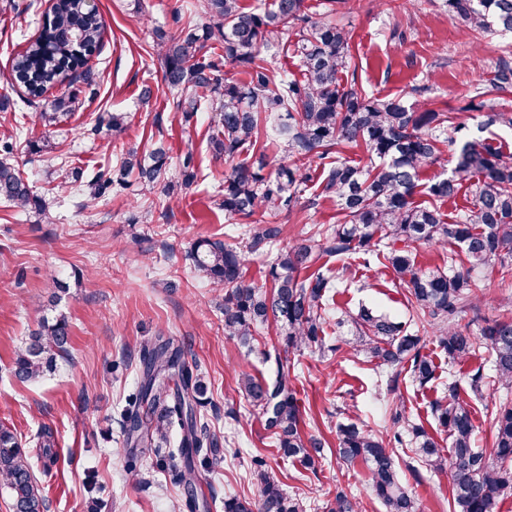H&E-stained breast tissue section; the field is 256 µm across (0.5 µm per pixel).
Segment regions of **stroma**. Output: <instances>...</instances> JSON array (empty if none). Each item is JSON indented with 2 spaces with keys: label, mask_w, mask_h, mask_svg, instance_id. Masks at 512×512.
Wrapping results in <instances>:
<instances>
[{
  "label": "stroma",
  "mask_w": 512,
  "mask_h": 512,
  "mask_svg": "<svg viewBox=\"0 0 512 512\" xmlns=\"http://www.w3.org/2000/svg\"><path fill=\"white\" fill-rule=\"evenodd\" d=\"M184 3L96 0L105 33L90 62L92 81L62 84L63 92L76 96L73 113L50 128L37 118L43 99L28 100L11 76L50 0H11L0 11V99L8 101L0 110V139L19 136L21 145L10 161L49 209L44 215L0 201V423L11 427L29 451L42 427L53 430L56 461L34 463L48 512H174L183 490L156 469L154 449H146L138 477H127L123 469L124 397L139 378L142 343L162 333L184 346L210 387L209 424L224 446L223 462L203 485L217 501L213 512H224L226 498L257 496L251 466L257 456L288 494L306 501L307 512H323L339 486L355 496L359 512H385L369 489L366 466L337 460L338 424L355 422L383 436L393 429L390 410L398 404L448 447L432 403L453 383L471 399L475 445L488 454L492 414L503 401H512V386L492 381L481 396H472L470 377L477 368L491 370L490 352L483 348L449 363L426 321L412 325L422 354L437 366L426 385L412 381L407 365L382 367L356 353L349 343L352 317L367 306L408 320L405 291L394 285L390 270L365 265L362 255L340 263L325 260L324 275L336 281L329 302L332 323L325 333L331 351L290 358L304 430L325 440V455L312 471L282 455L261 415L238 393L240 373L274 378L273 356L281 339L274 326H264L252 350L237 348L224 334L214 292L187 257L195 240L224 241L243 227L217 205L225 165L210 149V113L185 118L174 110L163 81L157 35L177 30ZM341 21L353 35L347 69L359 87L378 98L433 101L448 112L458 143L492 137L512 153V129L486 126L488 109L478 97L500 59L512 60V37L472 30L449 14L444 0H412L404 10L382 6L380 0H351ZM145 85L154 90L147 105L139 100ZM112 112L126 113L122 132L98 128L99 117ZM159 145L168 151L167 176L175 181L181 178L184 153L194 154L193 179L178 200L156 192L153 205H145L134 182L91 204L81 191L57 189L62 170L112 167L129 148L147 154ZM311 174L297 207L276 218L284 226L280 247L339 219L335 201L320 195L319 168ZM51 272L61 287L48 285ZM472 285L477 306L462 313L461 327L477 335L487 321L512 317V275L502 276L492 266L473 273ZM60 315L69 323V356L39 382L17 380L9 371L16 350L40 317ZM401 478L422 512H449V476L426 470L417 480L405 470Z\"/></svg>",
  "instance_id": "1"
}]
</instances>
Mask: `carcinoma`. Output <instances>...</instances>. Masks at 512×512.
<instances>
[{
	"label": "carcinoma",
	"mask_w": 512,
	"mask_h": 512,
	"mask_svg": "<svg viewBox=\"0 0 512 512\" xmlns=\"http://www.w3.org/2000/svg\"><path fill=\"white\" fill-rule=\"evenodd\" d=\"M349 0H323L312 12L306 0H274L270 9L249 10L241 0H204L208 22L159 34L157 53L163 78L176 110L190 119L211 111L217 133L210 140L215 157L224 160L222 198L224 215L247 224L242 243L200 238L188 252L194 270L221 297L224 335L244 348L255 340L256 327L272 323L282 337L284 353L324 349L326 319L323 301L331 279L311 268L324 257L341 259L363 252L391 269L406 288L412 315L428 317L438 346L448 361H463L481 346L491 351L497 381L512 383V317L488 323L481 336L463 329L458 318L473 307L472 272L512 262V155L488 140L456 147L448 134V113L425 101L407 103L401 97L378 99L345 81L352 34L332 16ZM448 12L478 32L512 33V0H446ZM103 23L84 0H52L38 35L16 59L13 78L32 98H40L57 84L84 69L102 46ZM217 44L224 60L215 61L204 49ZM292 53L300 77L272 72L278 54ZM249 76L241 81L226 68ZM73 94L45 101L38 120L45 127L68 115ZM276 131L288 152V161L264 174L251 158L265 155L261 140L267 128ZM457 154L454 172L426 184L422 173L438 163L442 146ZM359 148L369 163L360 165L344 156ZM17 143H0V199L49 216L46 202L35 195L18 169L4 160ZM320 160L321 196L336 201L341 221L334 229L318 230L308 238L272 252L283 225L261 222L263 212L291 211L311 180L308 164ZM166 150L159 146L142 157L129 150L112 171L71 172L59 189L84 183L95 201L134 173L142 191L152 193L164 180ZM474 197L473 206L456 220L444 219L438 203L462 190ZM427 196L419 202L418 196ZM456 244L461 252L448 256V268L422 270L415 264L416 243ZM269 257L268 282L247 280L248 255ZM352 347L380 365L409 364L421 385L435 375L433 361L423 355L418 336L406 322H396L367 307L353 318ZM70 348L68 322L63 315L44 318L15 353L10 373L34 383L56 368ZM143 372L124 409L125 443L129 449L124 469L140 473L137 448L168 449L157 465L170 473L186 494L188 512H211L212 503L196 496L201 472L215 470L224 460L220 438L211 432L203 410L209 402L208 382L197 364L189 363L173 339L158 334L141 346ZM277 374L269 384L250 374L238 378V390L264 419L283 456L316 468L324 443L302 432L303 414L290 378L288 359L276 357ZM435 417L448 432V460L453 512H495L498 499L512 490V402L497 408L493 419L494 451L486 455L473 447L471 405L448 384V395L434 406ZM392 423L403 424L411 439L394 433V444L410 447L412 460L437 473L444 470L441 449L422 426L409 423L401 406L392 409ZM179 434L178 447L170 448ZM336 458L362 462L370 473V489L386 512H419L418 503L403 485L395 463L396 449L388 447L356 423L340 424L336 431ZM37 455L56 459L52 430L38 432ZM259 483L254 499H224V512H306L269 473L266 462L254 460ZM0 487L10 492L12 512H46V498L32 470L31 456L14 431L0 425ZM325 512H359L354 496L338 486L323 506Z\"/></svg>",
	"instance_id": "carcinoma-1"
}]
</instances>
